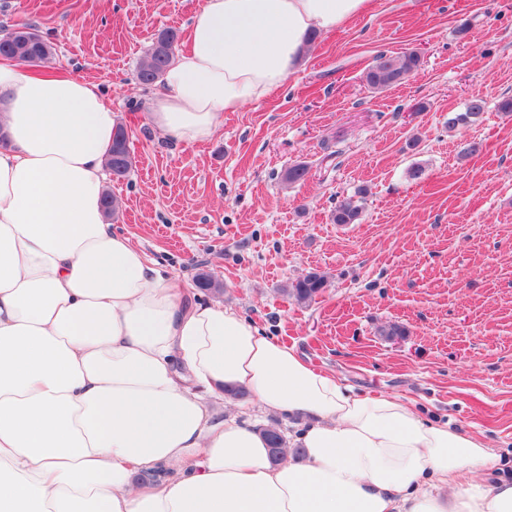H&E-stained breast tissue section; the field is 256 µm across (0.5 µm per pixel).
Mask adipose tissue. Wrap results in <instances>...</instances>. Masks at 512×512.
Masks as SVG:
<instances>
[{
    "label": "adipose tissue",
    "instance_id": "obj_1",
    "mask_svg": "<svg viewBox=\"0 0 512 512\" xmlns=\"http://www.w3.org/2000/svg\"><path fill=\"white\" fill-rule=\"evenodd\" d=\"M368 6L203 0L154 132L210 140ZM117 126L98 85L0 58V512H512L481 441L353 393L114 230ZM232 390L297 419L300 455L273 463L256 423L209 409Z\"/></svg>",
    "mask_w": 512,
    "mask_h": 512
}]
</instances>
